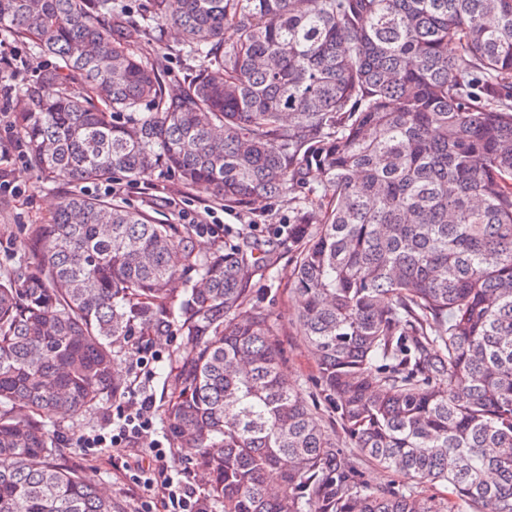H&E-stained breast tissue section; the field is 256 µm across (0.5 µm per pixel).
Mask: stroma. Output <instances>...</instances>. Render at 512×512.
I'll return each instance as SVG.
<instances>
[{"mask_svg": "<svg viewBox=\"0 0 512 512\" xmlns=\"http://www.w3.org/2000/svg\"><path fill=\"white\" fill-rule=\"evenodd\" d=\"M0 41L8 45L4 59L0 60V143L5 144L17 137L12 115L21 89L50 65L52 59L33 52L29 44L10 38L6 32H0ZM144 49L159 56L169 91H178L184 79L199 68L198 60L182 52L173 29L150 27ZM1 181L8 184L7 190L0 192L1 277L9 274L18 260L28 254L26 226L45 223L60 198L69 192L97 197L113 193L130 205L148 211L161 223L221 224L232 229L237 239L249 236L250 225H263L264 231L259 239L269 246L272 266L269 272L252 279L255 300L277 325L289 378L308 400L314 401L327 429L339 431L336 410L332 403L325 400L317 384L318 366L314 353L294 320L299 305L298 296L291 288L295 248L287 237L276 233L279 225L292 219V209L287 200L260 197L242 207L227 206L209 196L187 191L174 176L160 168L138 180L69 187L45 181L24 158L12 152L0 153ZM151 341L159 360L153 365L154 377L143 383L142 388L152 394L156 410L161 411L175 390V355L180 340L172 332L154 335ZM117 405V400L103 398L91 414L61 422L52 427L51 432L59 439L72 443L80 435L104 431ZM89 463L102 490L111 497L125 501L130 512H135L138 492L135 487L120 483L113 476L111 450H104L102 455Z\"/></svg>", "mask_w": 512, "mask_h": 512, "instance_id": "1", "label": "stroma"}]
</instances>
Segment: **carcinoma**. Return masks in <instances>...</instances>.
Returning a JSON list of instances; mask_svg holds the SVG:
<instances>
[{
	"label": "carcinoma",
	"instance_id": "cac0c4a2",
	"mask_svg": "<svg viewBox=\"0 0 512 512\" xmlns=\"http://www.w3.org/2000/svg\"><path fill=\"white\" fill-rule=\"evenodd\" d=\"M151 22L203 60L176 95L138 51ZM1 28L60 62L14 114L43 178L161 166L229 206L306 190L295 319L354 452L252 304L263 257L229 240L198 258L187 227L66 194L0 277V512H127L48 423L121 396L116 349L173 322L165 430L223 512H447L421 484L512 512V0H181L173 18L147 0L141 24L113 0H0ZM364 461L405 482L368 483Z\"/></svg>",
	"mask_w": 512,
	"mask_h": 512
}]
</instances>
